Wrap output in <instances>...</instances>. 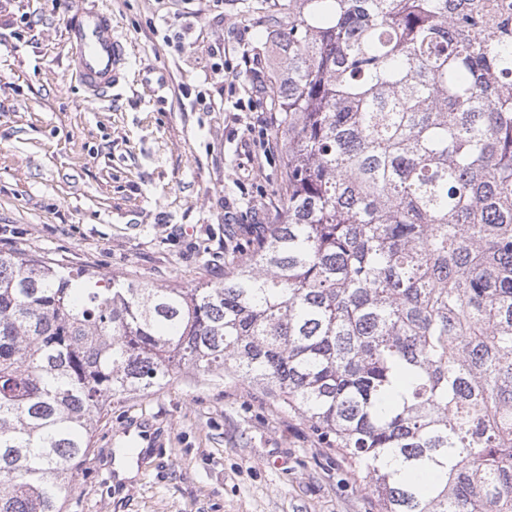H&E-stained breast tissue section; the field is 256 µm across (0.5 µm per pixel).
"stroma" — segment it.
Segmentation results:
<instances>
[{"mask_svg": "<svg viewBox=\"0 0 512 512\" xmlns=\"http://www.w3.org/2000/svg\"><path fill=\"white\" fill-rule=\"evenodd\" d=\"M132 68L90 101L64 40L69 0H0V249L158 288L219 282L280 208L274 94L234 114L205 78L215 38L269 69L283 0H96ZM194 22L197 42L169 38ZM224 111H214V103ZM263 124L261 145L248 123ZM60 512H374L363 483L301 415L223 374L184 368L113 400Z\"/></svg>", "mask_w": 512, "mask_h": 512, "instance_id": "1", "label": "stroma"}]
</instances>
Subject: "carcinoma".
Returning <instances> with one entry per match:
<instances>
[{
    "mask_svg": "<svg viewBox=\"0 0 512 512\" xmlns=\"http://www.w3.org/2000/svg\"><path fill=\"white\" fill-rule=\"evenodd\" d=\"M282 207L224 282L0 250V512H60L182 366L303 416L376 512H512V0H287Z\"/></svg>",
    "mask_w": 512,
    "mask_h": 512,
    "instance_id": "obj_1",
    "label": "carcinoma"
}]
</instances>
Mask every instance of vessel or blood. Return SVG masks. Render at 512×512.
<instances>
[{"label":"vessel or blood","instance_id":"obj_1","mask_svg":"<svg viewBox=\"0 0 512 512\" xmlns=\"http://www.w3.org/2000/svg\"><path fill=\"white\" fill-rule=\"evenodd\" d=\"M65 35L72 68L90 100L105 99L124 83L128 42L113 30L111 13L90 0H77L65 23Z\"/></svg>","mask_w":512,"mask_h":512}]
</instances>
